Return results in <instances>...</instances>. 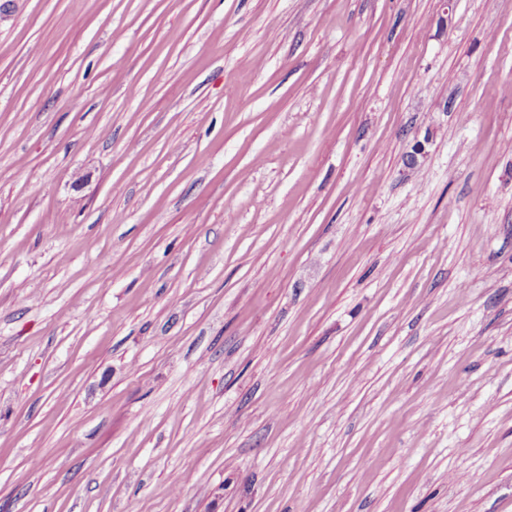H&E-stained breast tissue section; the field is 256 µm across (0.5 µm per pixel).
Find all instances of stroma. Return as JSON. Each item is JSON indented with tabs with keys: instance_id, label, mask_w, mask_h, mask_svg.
Wrapping results in <instances>:
<instances>
[{
	"instance_id": "obj_1",
	"label": "stroma",
	"mask_w": 512,
	"mask_h": 512,
	"mask_svg": "<svg viewBox=\"0 0 512 512\" xmlns=\"http://www.w3.org/2000/svg\"><path fill=\"white\" fill-rule=\"evenodd\" d=\"M510 82L512 0H0V512H512Z\"/></svg>"
}]
</instances>
